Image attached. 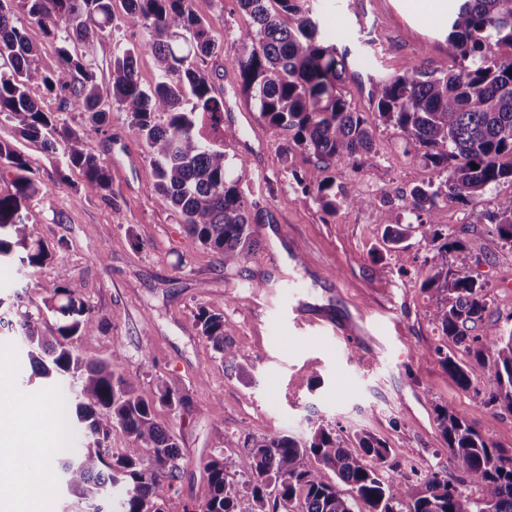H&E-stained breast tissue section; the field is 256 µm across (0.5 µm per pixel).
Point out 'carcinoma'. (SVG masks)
Wrapping results in <instances>:
<instances>
[{
    "label": "carcinoma",
    "instance_id": "1",
    "mask_svg": "<svg viewBox=\"0 0 512 512\" xmlns=\"http://www.w3.org/2000/svg\"><path fill=\"white\" fill-rule=\"evenodd\" d=\"M237 2L251 23L234 38V53L225 63L239 72L241 94L323 169L358 164L373 149L374 131L340 90L345 56L323 40L302 0ZM457 2L448 18V43L464 65L456 71L445 65L426 71L413 60L402 73L376 83L372 98L381 122L422 150L424 163L442 174L413 188L409 203L418 224L433 227L435 272L421 286L449 295L433 310V320L464 357L483 369L487 403L512 412V327L494 322L482 336L467 334L469 324L482 320L487 310L484 285L464 262L448 269V254L462 251V243L434 223L437 205L452 197L469 208L476 222L487 219L512 245V195L501 198L492 214L475 210L488 187L512 182V0ZM123 4L144 38L138 47L114 46L110 101L127 112L132 132L146 144L159 199L178 209L189 235L224 255V267H236L256 242L246 194L224 150L238 131L224 127V97L214 93L201 67L216 45L190 0ZM23 15L56 41V69L39 67ZM114 20L112 0H0V117L17 124L23 138L39 143L56 173L80 169L86 196L112 190L92 148L105 132L108 109L93 64L74 53L71 44L111 33ZM140 48L150 51L157 64V80L149 87L136 73ZM49 95L86 115L81 131L58 125L52 113L41 109ZM6 169L14 178L13 191L0 194V263L13 260L14 248L22 249L15 270L26 278L29 269L51 259L26 211L43 183L20 152L0 143V171ZM314 192L330 214L341 205L367 204L338 195L332 176L320 180ZM378 221L386 225L385 242L393 248L413 229L390 210H380ZM45 307L56 316L52 326H41L29 315L16 332L39 375L65 378L75 387V417L67 420L84 428L88 444L79 454L59 459L58 468L64 487L93 512H108L110 491L118 483L126 487L122 512H266L269 502L271 512H512V449L492 446L449 406L439 410L438 428L448 460L462 466L465 481H454L446 470L434 471L414 489L386 470V445L368 438L350 448L330 426L320 424L304 438L270 435L252 440L240 454L212 457L204 465L208 496L197 510L174 496L163 499L160 492L175 479L180 454L173 434L156 421L155 406L165 405L181 417L191 414L184 389L174 379L160 378L146 392L114 378L105 363L80 358L73 342L97 335L101 323L66 274H60ZM197 321L220 360L236 365L233 326L224 315L202 307ZM441 364L461 386H470L455 358L447 355ZM116 427L126 433L128 446L110 462L108 441ZM306 458L315 466L304 465ZM338 480L351 487V494L338 489ZM465 483L476 487L478 496L463 491ZM246 498L253 503L250 510L242 508Z\"/></svg>",
    "mask_w": 512,
    "mask_h": 512
}]
</instances>
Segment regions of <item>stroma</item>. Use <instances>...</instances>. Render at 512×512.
<instances>
[{"mask_svg":"<svg viewBox=\"0 0 512 512\" xmlns=\"http://www.w3.org/2000/svg\"><path fill=\"white\" fill-rule=\"evenodd\" d=\"M308 4L324 38L346 53L343 93L375 133L374 148L360 165L335 170L337 190L370 199V206H343L333 214L301 192L324 171L303 150L283 154L284 132L246 102L237 70L224 62L250 17L237 0H191L219 47L204 67L224 98V123L240 131L225 150L237 164L259 242L241 266L225 267L223 256L190 237L178 212L160 202L146 145L131 131L126 112L112 108L104 134L93 142L112 173V191L104 197H84L79 169L56 177L35 143L22 138L14 123H0V142L21 152L44 179L28 213L38 236L54 249L26 282L11 265L0 264V374L11 383L10 408L22 424L37 428L41 444L52 445L48 404L63 397L66 386L44 387L9 325L27 311L53 324L43 300L58 274L67 273L104 323L99 335L76 341V351L106 362L114 376L142 390L161 377L176 379L191 398L194 415L179 418L160 405L155 417L180 446L179 477L170 491L193 508L206 495L203 466L210 455L239 454L251 438L301 436L321 421L349 444L362 435L385 443L392 462L415 485L444 467L454 477L463 475L448 464L437 421L441 407L455 409L490 444L512 448V412L486 403L481 368L468 364L471 385L464 388L439 362L440 354L453 357L459 350L432 320L437 290L421 286L434 272L427 227L414 229L406 247L392 249L377 219L378 210L389 209L411 222V189L436 180L437 173L420 150L380 122L372 89L413 59L426 69L443 63L460 68L444 40L454 0H441L436 14L418 0H362L361 21L349 13L348 0ZM113 10L117 26L111 34L73 46L94 64L105 90L112 85L115 42L143 38L122 0H113ZM435 221L463 245L449 262L466 258L487 285L488 309L471 335H482L485 324L512 320V245L487 225L472 223L452 198L438 205ZM290 277L304 284L292 296L284 288ZM202 306L233 323L236 367L213 360L196 322ZM324 318L355 329L360 341L332 332L312 336V322ZM313 370L321 378L315 388L307 379ZM218 406L223 413L217 418Z\"/></svg>","mask_w":512,"mask_h":512,"instance_id":"1","label":"stroma"}]
</instances>
